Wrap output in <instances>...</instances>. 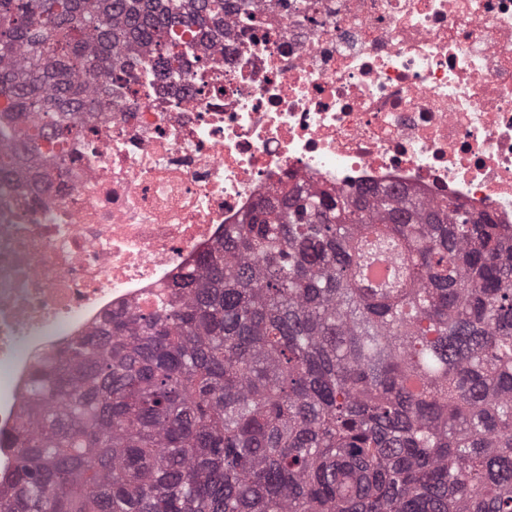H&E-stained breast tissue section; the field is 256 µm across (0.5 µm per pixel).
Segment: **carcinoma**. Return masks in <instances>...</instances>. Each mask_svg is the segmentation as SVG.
<instances>
[{
    "instance_id": "carcinoma-1",
    "label": "carcinoma",
    "mask_w": 512,
    "mask_h": 512,
    "mask_svg": "<svg viewBox=\"0 0 512 512\" xmlns=\"http://www.w3.org/2000/svg\"><path fill=\"white\" fill-rule=\"evenodd\" d=\"M243 0H0V182ZM376 249L390 282L364 276ZM0 512H512V235L295 183L34 375Z\"/></svg>"
}]
</instances>
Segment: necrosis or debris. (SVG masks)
I'll return each mask as SVG.
<instances>
[{
    "label": "necrosis or debris",
    "mask_w": 512,
    "mask_h": 512,
    "mask_svg": "<svg viewBox=\"0 0 512 512\" xmlns=\"http://www.w3.org/2000/svg\"><path fill=\"white\" fill-rule=\"evenodd\" d=\"M253 0L259 27L166 89L79 113L75 161L0 188V435L35 369L282 184L453 199L512 225V0Z\"/></svg>",
    "instance_id": "necrosis-or-debris-1"
}]
</instances>
